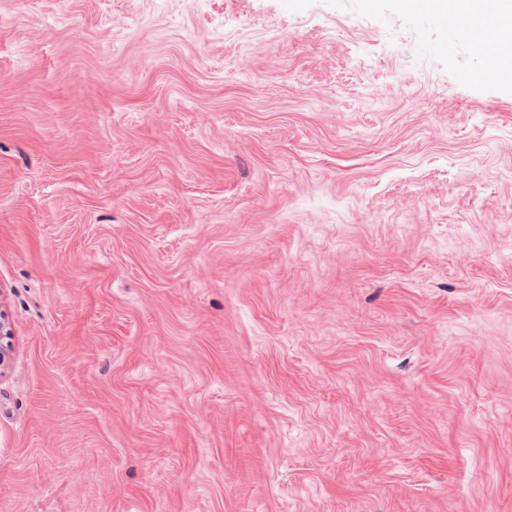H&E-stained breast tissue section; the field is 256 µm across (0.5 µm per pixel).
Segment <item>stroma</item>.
<instances>
[{
    "label": "stroma",
    "mask_w": 512,
    "mask_h": 512,
    "mask_svg": "<svg viewBox=\"0 0 512 512\" xmlns=\"http://www.w3.org/2000/svg\"><path fill=\"white\" fill-rule=\"evenodd\" d=\"M377 0H0V512H512V84Z\"/></svg>",
    "instance_id": "35a3bbf8"
}]
</instances>
